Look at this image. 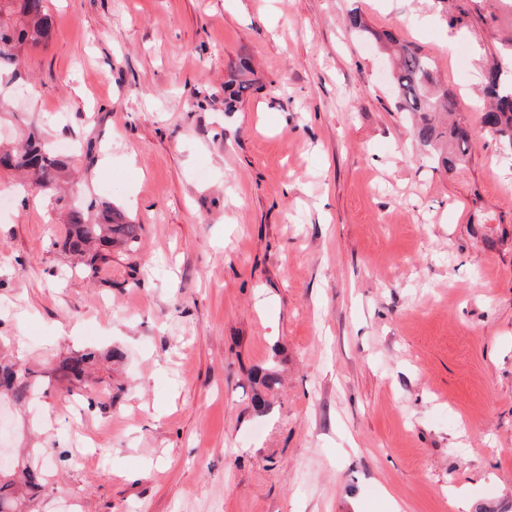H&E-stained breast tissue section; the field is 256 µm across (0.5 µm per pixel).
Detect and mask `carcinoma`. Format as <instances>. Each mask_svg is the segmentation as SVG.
I'll return each mask as SVG.
<instances>
[{"mask_svg":"<svg viewBox=\"0 0 512 512\" xmlns=\"http://www.w3.org/2000/svg\"><path fill=\"white\" fill-rule=\"evenodd\" d=\"M53 36L52 16L47 0H0V89L9 86L18 76L19 52L25 46H48ZM250 67L243 63L237 75L224 85L226 109L253 86L248 78ZM393 82L398 93V108L418 116L415 134L419 142L431 147L443 166L454 169L466 163L471 138L459 121L441 128L435 114L452 113L456 102L446 90L433 89L432 64L427 57L404 48L401 50ZM494 104L483 113L482 128L508 145L512 150V79L503 80L494 73L486 87ZM69 166V158L57 155L35 131L24 137L12 150L0 149V171H20L31 183L51 188L57 184ZM91 223L84 213L76 211L63 241L64 250L80 258L87 277H98L100 266L106 263L103 247L119 244L128 256L138 252L142 227L128 224L110 203L95 209ZM92 349L67 357L55 369L58 381L67 384L68 391L82 387L88 368L97 360ZM43 375L19 359L0 358V398L16 405L31 402L40 393ZM51 456L42 454V461L27 457L16 462L10 471L0 473V512H28L29 502L42 488L43 463Z\"/></svg>","mask_w":512,"mask_h":512,"instance_id":"1","label":"carcinoma"}]
</instances>
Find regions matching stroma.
Here are the masks:
<instances>
[{
    "label": "stroma",
    "mask_w": 512,
    "mask_h": 512,
    "mask_svg": "<svg viewBox=\"0 0 512 512\" xmlns=\"http://www.w3.org/2000/svg\"><path fill=\"white\" fill-rule=\"evenodd\" d=\"M48 7L0 139L90 153L60 199L0 173V342L43 372L122 357L0 416V445L54 451L32 512H456L461 485L512 512V149L480 112L512 0ZM389 33L473 128L463 168L397 109ZM95 199L143 232L93 281L59 243ZM249 73H251L249 65L243 62L237 75L224 85V103L228 112L233 110V103L239 102L243 94L252 88L253 80L248 78ZM95 350H85L80 354L64 358L55 369V377L61 383H67V389L82 388L88 368L97 360Z\"/></svg>",
    "instance_id": "stroma-1"
}]
</instances>
